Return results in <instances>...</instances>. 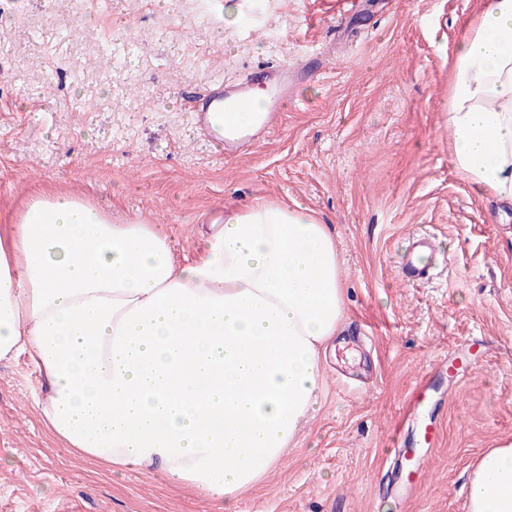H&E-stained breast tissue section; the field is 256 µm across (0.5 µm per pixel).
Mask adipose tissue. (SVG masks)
<instances>
[{
  "label": "adipose tissue",
  "instance_id": "obj_1",
  "mask_svg": "<svg viewBox=\"0 0 512 512\" xmlns=\"http://www.w3.org/2000/svg\"><path fill=\"white\" fill-rule=\"evenodd\" d=\"M448 127L458 176L512 203V0H483L460 38ZM345 310L336 240L304 208L233 210L184 263L158 226L74 195L0 233V360L27 357L50 432L226 512L318 408ZM467 504L512 512V445L476 462Z\"/></svg>",
  "mask_w": 512,
  "mask_h": 512
}]
</instances>
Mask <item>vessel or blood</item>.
<instances>
[{
	"instance_id": "obj_1",
	"label": "vessel or blood",
	"mask_w": 512,
	"mask_h": 512,
	"mask_svg": "<svg viewBox=\"0 0 512 512\" xmlns=\"http://www.w3.org/2000/svg\"><path fill=\"white\" fill-rule=\"evenodd\" d=\"M294 78L293 71L279 66L244 74L230 84L220 79L213 81L207 85L201 99L191 107L196 130L200 135L222 145L226 155L238 156L246 153L256 139L278 126L280 114L291 94ZM258 83L264 84L267 89L266 105L258 117L254 131L240 130L235 126L233 116L250 108L252 89ZM432 248L433 239L430 236L413 241L401 262V274L406 282L418 283L427 277L428 268L422 257ZM479 353L478 342L465 341L454 357L439 361L435 371L440 375H465L472 369Z\"/></svg>"
}]
</instances>
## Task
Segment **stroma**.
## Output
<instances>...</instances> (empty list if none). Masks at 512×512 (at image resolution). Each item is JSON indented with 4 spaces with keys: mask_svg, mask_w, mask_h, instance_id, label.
Segmentation results:
<instances>
[{
    "mask_svg": "<svg viewBox=\"0 0 512 512\" xmlns=\"http://www.w3.org/2000/svg\"><path fill=\"white\" fill-rule=\"evenodd\" d=\"M233 4L239 20L223 22ZM479 0H0V226L32 199L87 197L167 229L193 257L210 220L257 199L313 211L334 236L347 297L320 409L236 512H466L469 473L512 444V221L456 174L453 50ZM304 63L279 128L225 157L184 96L262 64ZM429 278L402 280L416 235ZM472 375L436 381L426 483L401 501L387 459L407 398L466 339ZM26 357L0 362V512H218L160 472L113 471L54 440Z\"/></svg>",
    "mask_w": 512,
    "mask_h": 512,
    "instance_id": "stroma-1",
    "label": "stroma"
}]
</instances>
